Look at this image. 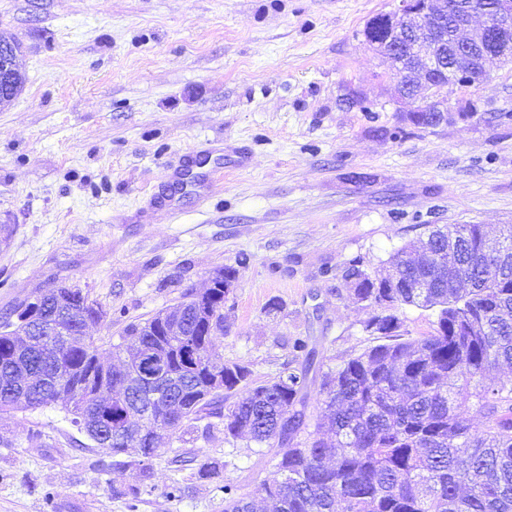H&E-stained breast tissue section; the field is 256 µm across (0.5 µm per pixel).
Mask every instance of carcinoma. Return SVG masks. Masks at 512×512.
Returning a JSON list of instances; mask_svg holds the SVG:
<instances>
[{"label": "carcinoma", "mask_w": 512, "mask_h": 512, "mask_svg": "<svg viewBox=\"0 0 512 512\" xmlns=\"http://www.w3.org/2000/svg\"><path fill=\"white\" fill-rule=\"evenodd\" d=\"M454 250L444 253L448 238ZM481 224L434 225L426 237L390 254L380 278L352 262L342 276L352 298L381 311L364 322L376 343L351 352L334 367L286 366L257 382L250 368L224 363L204 321L224 328V308L188 290L179 308L196 321L170 322L159 311L129 325L111 345L112 367L95 365L98 346L90 326L107 312L76 285L47 289L51 302L26 300L16 319L0 321V417L59 404L77 430L97 448L126 456L141 484L113 489L138 497L152 486L151 461L160 448L149 431L134 441L118 434L126 403L104 405L97 393L130 378L118 371L133 345L164 354L175 373L177 408L158 409L159 385L136 381L143 406L182 438L192 423L224 419V439L247 437L269 457V475L255 488L268 512H512V252L485 253ZM471 268L470 287H454L458 266ZM237 270L226 267L211 277L216 296L227 295ZM430 280L421 292L413 285ZM68 314L78 333L61 352L63 387L41 381L53 352L16 348L12 327L48 320L55 307ZM436 310L433 332L411 337L399 310ZM499 376L485 383V374ZM319 385L323 414L307 416L311 386ZM233 402H228L230 397ZM224 512H254L253 500L224 483Z\"/></svg>", "instance_id": "cac0c4a2"}]
</instances>
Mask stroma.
<instances>
[{"mask_svg":"<svg viewBox=\"0 0 512 512\" xmlns=\"http://www.w3.org/2000/svg\"><path fill=\"white\" fill-rule=\"evenodd\" d=\"M395 0H0L21 45L22 91L0 103V320L59 281L107 312L101 349L127 325L239 269L214 342L253 377L300 366L295 339L335 366L369 341L371 314L343 268L382 269L428 224H512V62L447 89L448 119L412 124L388 61L363 37ZM211 149L208 201L180 188ZM280 311L267 312L270 302ZM153 488L134 482L50 406L0 418V512H224V484L269 472L224 426L162 437Z\"/></svg>","mask_w":512,"mask_h":512,"instance_id":"obj_1","label":"stroma"}]
</instances>
